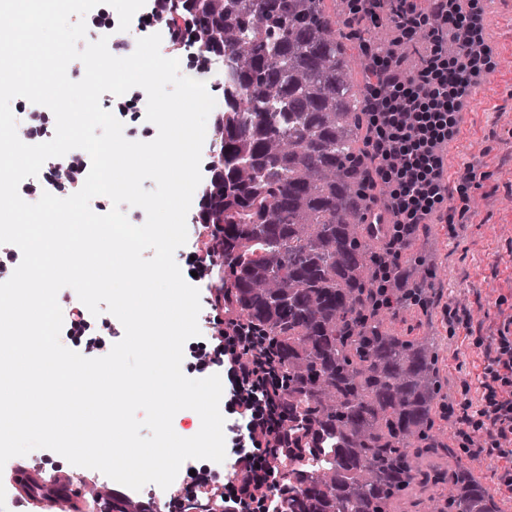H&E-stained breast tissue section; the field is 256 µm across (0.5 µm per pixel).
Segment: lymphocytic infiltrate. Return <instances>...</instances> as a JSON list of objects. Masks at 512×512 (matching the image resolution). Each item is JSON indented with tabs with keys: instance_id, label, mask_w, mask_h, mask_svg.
I'll use <instances>...</instances> for the list:
<instances>
[{
	"instance_id": "f902f5d3",
	"label": "lymphocytic infiltrate",
	"mask_w": 512,
	"mask_h": 512,
	"mask_svg": "<svg viewBox=\"0 0 512 512\" xmlns=\"http://www.w3.org/2000/svg\"><path fill=\"white\" fill-rule=\"evenodd\" d=\"M187 2L146 0L142 8L143 17L158 27L163 48L174 55L198 41ZM381 2L356 0L350 10L353 22L388 20L401 44L412 47L424 41L429 52L407 78L396 54L366 42L360 45L371 60L365 106L370 180L387 192L382 207L365 217L372 226L383 227L387 237V248L376 262L380 288L393 277L415 227L445 200L438 147L453 136L459 101L488 53L455 0H391L386 12ZM452 36L464 47L455 57L448 54ZM90 167L89 155L80 149L48 159L41 180L21 182L19 193L31 203L46 192L69 196L83 186ZM194 221L197 273L212 280L207 300L212 315L204 327L210 349L199 355L198 366L222 369L224 389L239 408L237 428L243 439L227 482L206 492L209 512H249L253 506L272 512L270 494L282 483L272 461L287 456L293 440L281 406L282 368L267 341L258 340L245 322L234 318L232 291L214 278L223 244L208 214L206 194L197 198ZM474 344L483 348L487 360L481 396L475 402L466 395L458 403L455 440L464 453L505 458L499 486L512 493V331L501 330L489 342L475 337Z\"/></svg>"
}]
</instances>
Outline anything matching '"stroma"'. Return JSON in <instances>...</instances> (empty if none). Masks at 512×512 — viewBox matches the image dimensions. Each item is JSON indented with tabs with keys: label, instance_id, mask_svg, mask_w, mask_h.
<instances>
[{
	"label": "stroma",
	"instance_id": "35a3bbf8",
	"mask_svg": "<svg viewBox=\"0 0 512 512\" xmlns=\"http://www.w3.org/2000/svg\"><path fill=\"white\" fill-rule=\"evenodd\" d=\"M480 18L497 29L489 69L498 80L486 89L453 160L448 203L465 214L451 224L446 211L434 212L417 241L440 272L441 300L427 310L409 305L390 324L401 336L436 337L442 392L455 400L462 382L478 387L486 365L473 337L497 335L512 321V0H493ZM468 166L482 178L464 189L458 174ZM451 297L465 311L453 327L444 306Z\"/></svg>",
	"mask_w": 512,
	"mask_h": 512
}]
</instances>
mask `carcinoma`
Returning a JSON list of instances; mask_svg holds the SVG:
<instances>
[{
  "instance_id": "obj_1",
  "label": "carcinoma",
  "mask_w": 512,
  "mask_h": 512,
  "mask_svg": "<svg viewBox=\"0 0 512 512\" xmlns=\"http://www.w3.org/2000/svg\"><path fill=\"white\" fill-rule=\"evenodd\" d=\"M323 0H206L195 13L204 47L224 64V125L211 210L224 236V284L235 310L270 339L296 448L288 458L331 459L322 473L292 471L279 489L286 512H502L463 467L425 470L439 450L442 383L429 336L393 334L388 316L432 284L424 257L399 264L372 305L376 254L364 224L379 187L354 165L362 99L339 21ZM398 51L393 28L373 26Z\"/></svg>"
}]
</instances>
